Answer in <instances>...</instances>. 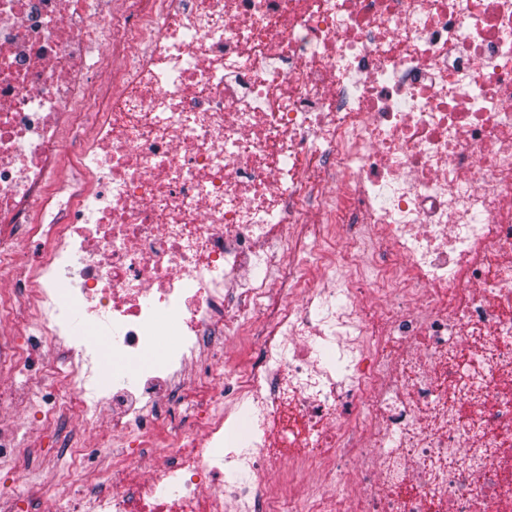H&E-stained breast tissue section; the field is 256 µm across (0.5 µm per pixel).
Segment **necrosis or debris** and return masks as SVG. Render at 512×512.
<instances>
[{
    "mask_svg": "<svg viewBox=\"0 0 512 512\" xmlns=\"http://www.w3.org/2000/svg\"><path fill=\"white\" fill-rule=\"evenodd\" d=\"M0 325V504L512 512V0H0ZM33 411L19 413L12 424L25 439L27 468L24 472L12 464L0 462V489L8 488L26 479L33 486L48 485L53 481L58 457V444L54 428L42 425Z\"/></svg>",
    "mask_w": 512,
    "mask_h": 512,
    "instance_id": "4bbe7bcc",
    "label": "necrosis or debris"
}]
</instances>
